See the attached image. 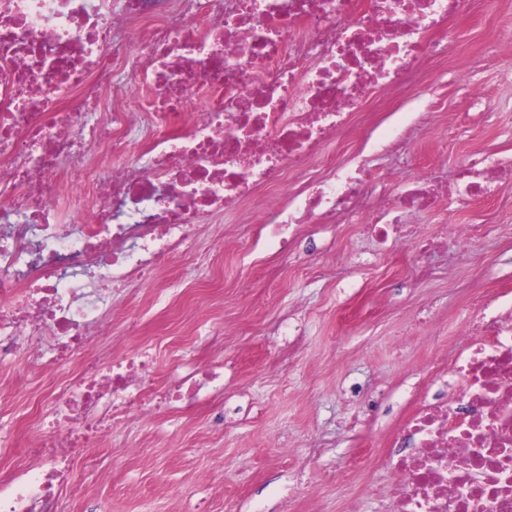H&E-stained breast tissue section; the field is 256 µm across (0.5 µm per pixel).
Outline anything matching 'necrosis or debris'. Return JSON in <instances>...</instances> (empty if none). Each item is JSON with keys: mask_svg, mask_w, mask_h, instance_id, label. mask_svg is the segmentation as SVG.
<instances>
[{"mask_svg": "<svg viewBox=\"0 0 512 512\" xmlns=\"http://www.w3.org/2000/svg\"><path fill=\"white\" fill-rule=\"evenodd\" d=\"M472 0H0V360L73 364L41 427V460L0 479V512H62L66 464L132 419L224 391V368L153 386L149 352L112 355L113 289L192 259L228 209L280 246L290 227L363 224L387 240L443 199L485 201L512 159L472 155L459 180L409 175L392 201L329 158L330 141L400 136L369 99H406ZM296 190H289V183ZM446 390L389 449L395 512H512V305L478 310Z\"/></svg>", "mask_w": 512, "mask_h": 512, "instance_id": "necrosis-or-debris-1", "label": "necrosis or debris"}]
</instances>
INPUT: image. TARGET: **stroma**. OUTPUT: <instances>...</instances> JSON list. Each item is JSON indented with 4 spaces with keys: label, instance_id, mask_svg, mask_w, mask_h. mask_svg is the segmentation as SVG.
Segmentation results:
<instances>
[{
    "label": "stroma",
    "instance_id": "stroma-1",
    "mask_svg": "<svg viewBox=\"0 0 512 512\" xmlns=\"http://www.w3.org/2000/svg\"><path fill=\"white\" fill-rule=\"evenodd\" d=\"M511 38L512 0H475L448 21L449 76L398 103L412 134L407 145L392 153L371 142L347 152L332 142L326 153L366 160L377 194L387 197L399 189L390 172L421 171L440 139L448 141L446 176L475 152L512 155V126L500 120L512 114V58L489 51ZM457 68L469 69L470 84L456 80ZM473 84L483 90L477 102ZM427 105L446 113L447 125L427 123ZM511 216L512 182L492 200L417 215L441 242L432 276L417 280L418 256L403 238L382 245L359 224L307 225L285 254L271 241L251 253L219 250L220 236L258 234L225 211L199 244L224 277L222 296L189 303L201 277L186 264L168 269L160 288L112 297L117 313L138 324L131 334L116 327L121 351L151 349L157 384L223 363V427L204 401L115 429L110 448L74 462L60 489L66 512L94 501L109 512H181L188 499L199 512H393L387 449L397 429L442 389L436 374L461 348L474 297L512 302V236L498 228ZM475 222L481 233L461 245L456 225ZM49 382L26 355L0 363V426L17 439L0 457V473L25 457Z\"/></svg>",
    "mask_w": 512,
    "mask_h": 512
}]
</instances>
